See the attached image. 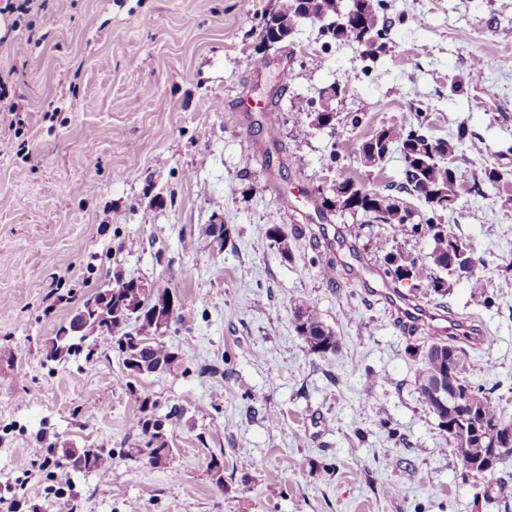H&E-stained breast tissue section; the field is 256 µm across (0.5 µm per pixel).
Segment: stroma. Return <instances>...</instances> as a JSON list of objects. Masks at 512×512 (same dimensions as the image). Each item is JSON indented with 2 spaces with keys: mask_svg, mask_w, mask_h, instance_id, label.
<instances>
[{
  "mask_svg": "<svg viewBox=\"0 0 512 512\" xmlns=\"http://www.w3.org/2000/svg\"><path fill=\"white\" fill-rule=\"evenodd\" d=\"M282 2L50 0L29 28L0 15L21 117L0 139V512H496L475 508L487 480L463 478L416 392L434 332L401 333L371 294L392 248L424 256L428 241L322 211L318 191L345 175L399 183L398 157L380 171L356 158L380 125L419 112L437 137L468 128L452 229L475 247L485 294L463 280L443 297L398 289L465 326L470 377L512 421V0H387L403 22L374 62L308 21L267 47L263 18ZM31 32L39 42L15 54ZM336 81L349 86L338 119L315 128L298 103ZM243 95L270 111H237ZM488 163L500 184L483 183ZM272 215L290 259L266 235ZM218 216L236 230L221 251L207 235ZM118 269L191 310L166 337L178 368L136 378L112 351L45 363L48 338ZM301 304L339 336L335 353L296 335ZM145 403L184 409L159 465L132 429ZM43 442L112 449V470L41 465Z\"/></svg>",
  "mask_w": 512,
  "mask_h": 512,
  "instance_id": "stroma-1",
  "label": "stroma"
}]
</instances>
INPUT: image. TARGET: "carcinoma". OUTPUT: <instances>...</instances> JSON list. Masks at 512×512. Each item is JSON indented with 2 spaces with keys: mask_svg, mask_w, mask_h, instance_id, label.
<instances>
[{
  "mask_svg": "<svg viewBox=\"0 0 512 512\" xmlns=\"http://www.w3.org/2000/svg\"><path fill=\"white\" fill-rule=\"evenodd\" d=\"M387 10L384 0H367L366 17L370 23L381 20L373 36L364 35V25L357 19L347 16L342 0H286L278 11L276 18H264L262 37L268 36L270 26H275L286 40L295 31L303 17L313 14L328 22V30L320 35L338 43H353L360 47L363 59L374 61L387 51L386 36L388 29L395 24L391 17L379 18V11ZM348 87L340 83L325 88L318 97L301 101V108L310 109L314 115L313 122L317 128H327L336 121L337 113L323 111L326 99L334 96L343 98ZM469 139L468 130L458 129L453 138H435L423 131L422 125L410 121H400L384 125L372 132L370 137L358 147V155L368 160L364 167L381 169L391 154L398 153L402 163V182L393 189L389 186L364 184L352 177H344L333 184V197H325L322 206L331 212L351 217H360V223L369 226L379 224L388 229L394 238L407 240L426 237L431 243V253L436 260H424L410 251L398 250L386 254V276L394 282H401L402 274L412 276L414 283L430 289L438 296L448 294V279L459 278L460 274L442 271L437 266L440 259H448V249L455 244H466L451 230V221L456 213L455 203L456 170L454 159ZM411 196L425 205V210H418L403 198ZM268 238L278 246L283 258L291 257L292 248L288 233L275 216L268 219ZM130 305L123 297H112L105 306L107 316L99 319L100 332L90 339L66 335V329L59 328L55 336L45 345L46 360L60 361L74 354L84 355L90 360L100 348H110L125 356L127 348L132 346L133 336H154L159 329L166 331L173 326H181L194 320L191 311L180 307L171 323L163 326L161 319L155 317L152 309L140 311L135 319L128 317ZM294 329L309 351L324 356L336 351L338 336L325 324L317 308L313 306L296 309ZM140 364L133 371L135 376L151 375L162 365L161 373L171 372L178 361V354L166 342L146 347L139 352ZM470 356L466 349L454 342H436L431 344L423 354L417 369L415 384L420 401L438 420V426L448 433L450 443L465 441L468 459L461 462L464 474L473 478L492 476L496 492L487 489L484 499L488 504L498 506L509 501L505 489L512 486V475L494 476L497 463L491 462L489 448L493 443L512 444V421L501 417L493 405L490 391L484 389L468 378ZM443 379L456 378L457 388L461 390L459 399L448 402L443 407L429 389V383L436 379V374ZM133 427L139 431L149 449V458L160 461L170 452L165 433V420L150 414L138 416ZM48 460L55 467L73 470L95 471L106 459H112L110 448H84L82 456L74 458V449L57 450L50 444L45 448Z\"/></svg>",
  "mask_w": 512,
  "mask_h": 512,
  "instance_id": "obj_1",
  "label": "carcinoma"
}]
</instances>
